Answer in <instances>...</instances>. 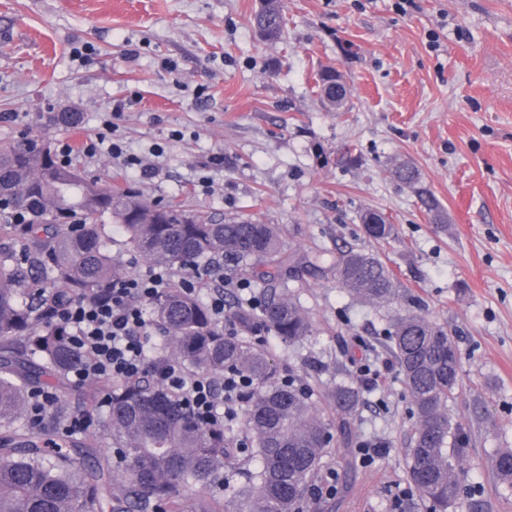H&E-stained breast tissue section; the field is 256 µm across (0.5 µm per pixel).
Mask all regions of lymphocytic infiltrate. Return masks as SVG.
I'll list each match as a JSON object with an SVG mask.
<instances>
[{"instance_id":"obj_1","label":"lymphocytic infiltrate","mask_w":512,"mask_h":512,"mask_svg":"<svg viewBox=\"0 0 512 512\" xmlns=\"http://www.w3.org/2000/svg\"><path fill=\"white\" fill-rule=\"evenodd\" d=\"M199 286L200 273L194 267L176 273L149 266L114 283L107 301H71L57 308L56 318L70 329L72 344L85 358L76 380L131 382L150 374L181 396L200 424L220 427L235 420L241 395L251 385L247 377L191 372L150 349L154 329L144 311L146 303L169 288L194 293Z\"/></svg>"}]
</instances>
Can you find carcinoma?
<instances>
[{"label":"carcinoma","instance_id":"carcinoma-1","mask_svg":"<svg viewBox=\"0 0 512 512\" xmlns=\"http://www.w3.org/2000/svg\"><path fill=\"white\" fill-rule=\"evenodd\" d=\"M252 24L264 40L284 38L282 0H266ZM320 81L324 99L344 107L348 91L340 77L325 71ZM392 173L416 192L425 211L437 209L415 168L400 164ZM0 192L28 217L20 224L13 218L16 209L0 210V512H181L182 488L224 483L230 437L227 428L200 425L167 388L148 379L107 382L105 426L116 448L113 461L92 463V443L57 437L71 414L63 400L36 434H20L14 424L27 411L30 390L63 383L82 363L54 309L78 299L103 301L121 278L106 220L122 225L129 249L153 265L181 268L222 257L245 280L259 267L267 268L261 276L268 280L288 271L278 225L242 215L215 223L179 205H148L131 189L90 185L76 169L22 142L0 145ZM374 216L379 223L363 225L365 234L389 242L394 225L380 213ZM336 276L348 293L373 304L396 295L393 274L373 254L342 253ZM260 312L267 330L285 343L312 333L300 305L284 290ZM148 315L188 368L253 382L243 402L256 467L224 505L212 500L202 512H302L306 484L333 430L350 424L359 389L337 384L329 392L336 417H325L311 410L306 388L277 384L268 351L226 332L199 298L170 288L149 303ZM387 336L413 404L409 480L430 512H455L470 495L463 478L467 439L447 412L461 381L457 341L413 311L393 319ZM489 464L512 486V450L496 451Z\"/></svg>","mask_w":512,"mask_h":512}]
</instances>
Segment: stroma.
Masks as SVG:
<instances>
[{"label":"stroma","mask_w":512,"mask_h":512,"mask_svg":"<svg viewBox=\"0 0 512 512\" xmlns=\"http://www.w3.org/2000/svg\"><path fill=\"white\" fill-rule=\"evenodd\" d=\"M283 2L288 33L271 43L251 24L261 0H0V144L70 142L72 165L99 185L218 219L251 214L279 225L288 254L320 251V270L290 284L311 336L279 343L232 300L224 321L268 349L279 380L311 391L314 412L359 366L378 375L360 385L350 438L324 450L315 481L334 492L306 491L309 512H428L408 480L411 399L386 347L406 309L459 346L448 413L469 437V512H512V489L488 465L512 448V0H416L404 12L397 0ZM83 45L91 58L73 59ZM325 69L348 85L343 111L320 96ZM116 108V139L156 163L153 178L106 151L83 154ZM401 162L440 216L391 178ZM370 210L396 227L385 246L362 229ZM351 248L387 264L399 284L391 303L339 287L333 264ZM366 443L383 450L361 460Z\"/></svg>","instance_id":"obj_1"}]
</instances>
